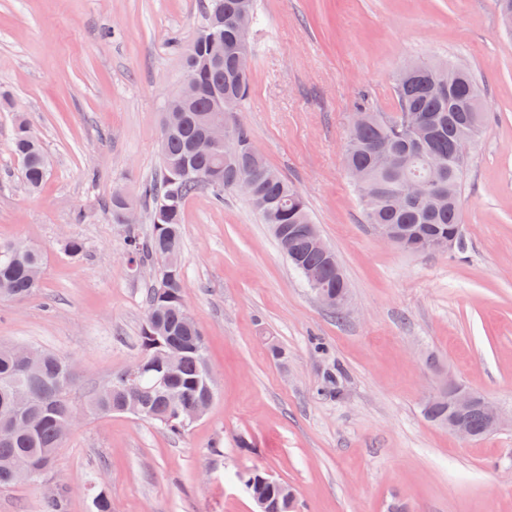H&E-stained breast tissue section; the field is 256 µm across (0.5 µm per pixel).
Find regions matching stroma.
<instances>
[{
  "label": "stroma",
  "mask_w": 512,
  "mask_h": 512,
  "mask_svg": "<svg viewBox=\"0 0 512 512\" xmlns=\"http://www.w3.org/2000/svg\"><path fill=\"white\" fill-rule=\"evenodd\" d=\"M257 11L239 119L302 192L352 309L316 298L246 196L188 199L183 294L216 386L178 436L84 406L140 356L154 266L129 272L107 204L116 191L137 201L160 173L164 101L202 0H0V240L44 255L40 290L0 299V342L70 361L82 411L39 481L0 489V512H44L50 492L64 512H95L99 485L112 512H255L240 479L255 467L293 488L299 512H512V426L466 441L421 412L441 369L512 412V35L494 0H257ZM448 59L486 89L465 246L411 254L365 224L344 147L358 103L393 111L401 65ZM18 113L50 162L35 194L11 150ZM69 237L82 256L63 252Z\"/></svg>",
  "instance_id": "stroma-1"
}]
</instances>
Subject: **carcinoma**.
<instances>
[{
    "label": "carcinoma",
    "instance_id": "obj_1",
    "mask_svg": "<svg viewBox=\"0 0 512 512\" xmlns=\"http://www.w3.org/2000/svg\"><path fill=\"white\" fill-rule=\"evenodd\" d=\"M257 21L256 0H207L205 23L188 46L184 66L194 68L199 92L168 97L165 117H173L159 146L161 174L141 185V196L149 205L151 232L141 234L125 225L126 261L140 267L154 262L166 251L180 253L186 200L205 189L217 201L237 191L240 176L254 182L248 195L262 223L283 226L293 233L288 261L306 285L319 288H349L338 260L317 247L302 231L314 223L301 192L260 159L253 162V141L248 130L235 126L248 93L249 76L240 73L234 57L252 51L249 28ZM395 109L372 112L356 107L344 154L347 170H358L362 179L353 181L365 223L377 228L392 224L401 236L399 249L414 254L433 253L432 243L464 236L461 196L468 157L459 153L460 143L472 142L480 133L485 113L484 90L473 74L455 62H409L395 76ZM224 101V123L234 127L233 140L207 157L191 150L200 127L198 116L215 110ZM13 150L22 165L25 186L37 190L49 169L48 156L39 136L27 120H15ZM416 178L430 183L431 196L404 205L398 203L402 183ZM42 255L20 242L0 241V297L23 299L40 286ZM183 295L182 267L167 269L166 277H154L146 295V317L141 331L140 359L143 372L133 384L121 372L92 393L87 412L95 415L120 413L137 406L135 417L157 424L173 434H182L190 421L175 414L203 395L201 377L208 365L204 338L197 324H189ZM183 351L180 366L168 384L155 385L161 375L163 353ZM75 373L65 359L45 352L35 370L20 371L7 347L0 346V487L13 485L11 469L16 464L39 462L37 476L53 465L60 447V424L75 413L70 390ZM33 411L39 415L31 432H12L5 425L11 413ZM433 423L448 420L446 402L423 407ZM249 494L266 496L273 512H296V504L283 509L278 497L280 482L265 471L252 469L242 475Z\"/></svg>",
    "mask_w": 512,
    "mask_h": 512
}]
</instances>
